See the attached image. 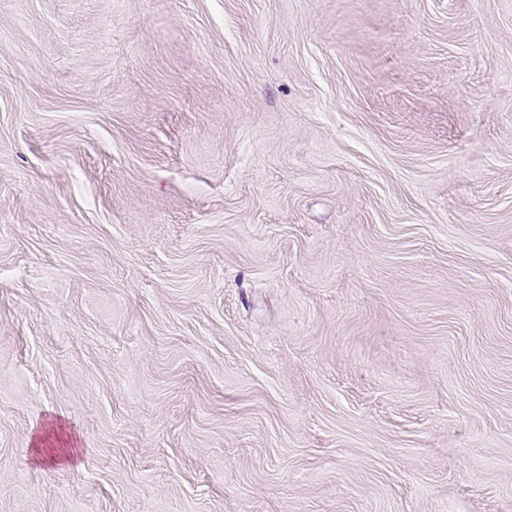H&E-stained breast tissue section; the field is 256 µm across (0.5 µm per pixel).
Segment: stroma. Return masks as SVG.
I'll return each instance as SVG.
<instances>
[{"label":"stroma","mask_w":512,"mask_h":512,"mask_svg":"<svg viewBox=\"0 0 512 512\" xmlns=\"http://www.w3.org/2000/svg\"><path fill=\"white\" fill-rule=\"evenodd\" d=\"M0 512H512V0H0Z\"/></svg>","instance_id":"stroma-1"}]
</instances>
